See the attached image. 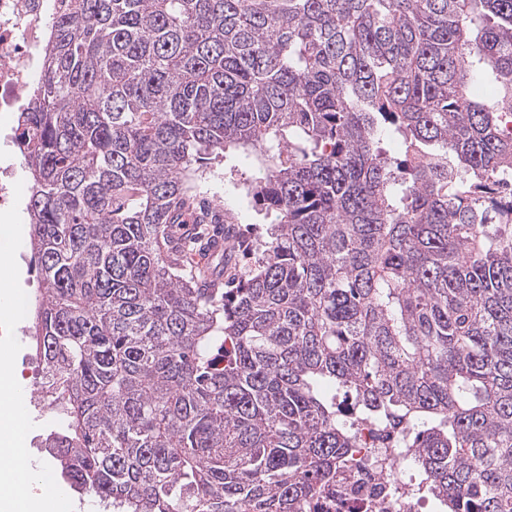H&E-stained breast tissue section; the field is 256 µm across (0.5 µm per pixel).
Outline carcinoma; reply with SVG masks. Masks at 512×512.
Wrapping results in <instances>:
<instances>
[{"instance_id": "obj_1", "label": "carcinoma", "mask_w": 512, "mask_h": 512, "mask_svg": "<svg viewBox=\"0 0 512 512\" xmlns=\"http://www.w3.org/2000/svg\"><path fill=\"white\" fill-rule=\"evenodd\" d=\"M33 96L44 448L74 492L306 512L369 421L444 512H512V204L485 193L512 0H58ZM240 147L273 221L211 288L187 173Z\"/></svg>"}]
</instances>
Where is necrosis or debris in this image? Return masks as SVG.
<instances>
[{
	"label": "necrosis or debris",
	"mask_w": 512,
	"mask_h": 512,
	"mask_svg": "<svg viewBox=\"0 0 512 512\" xmlns=\"http://www.w3.org/2000/svg\"><path fill=\"white\" fill-rule=\"evenodd\" d=\"M52 0H0V215L21 205L19 166L14 142L17 115L30 111L31 90L47 43ZM351 474L356 491L326 494L309 512H426L429 496L406 495L408 469L401 458L385 464L381 454L393 450L392 440L363 431Z\"/></svg>",
	"instance_id": "1"
}]
</instances>
